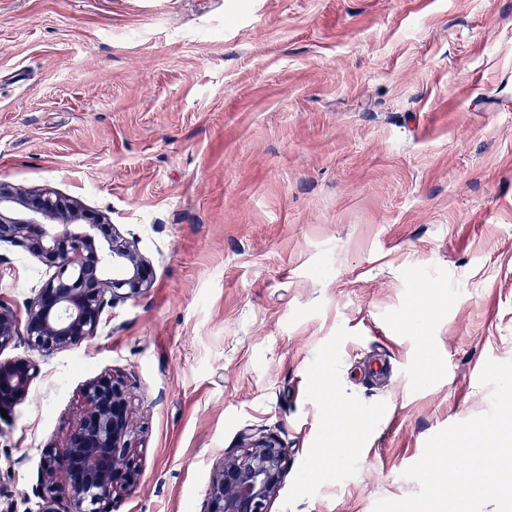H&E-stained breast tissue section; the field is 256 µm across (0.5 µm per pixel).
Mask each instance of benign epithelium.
<instances>
[{"instance_id":"7a95c632","label":"benign epithelium","mask_w":512,"mask_h":512,"mask_svg":"<svg viewBox=\"0 0 512 512\" xmlns=\"http://www.w3.org/2000/svg\"><path fill=\"white\" fill-rule=\"evenodd\" d=\"M19 246L53 270L19 317L0 301V354L22 342L51 355L97 335L105 307L137 299L153 286L149 260L104 217L50 192H21L0 180V244ZM37 365L0 360V411L25 400ZM131 384L121 373L83 388L84 413L66 437L63 454L45 455L41 469L56 487L38 512H110L135 472L127 458L133 425ZM209 485L204 512H270L285 476L287 449L273 436L241 434Z\"/></svg>"}]
</instances>
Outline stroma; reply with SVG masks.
Segmentation results:
<instances>
[{
  "label": "stroma",
  "instance_id": "1",
  "mask_svg": "<svg viewBox=\"0 0 512 512\" xmlns=\"http://www.w3.org/2000/svg\"><path fill=\"white\" fill-rule=\"evenodd\" d=\"M0 180L105 216L155 275L35 355L0 512H36L112 370V512H203L247 428L288 450L270 512H373L512 361V0H0ZM49 275L0 245L17 313Z\"/></svg>",
  "mask_w": 512,
  "mask_h": 512
}]
</instances>
